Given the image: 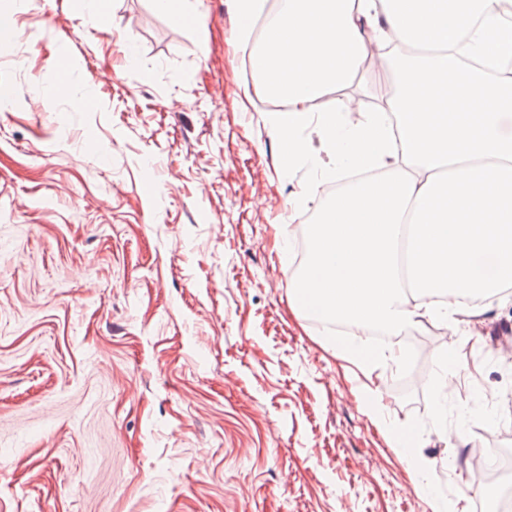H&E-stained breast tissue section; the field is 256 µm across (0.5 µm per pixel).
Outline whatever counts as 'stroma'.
Segmentation results:
<instances>
[{
	"instance_id": "obj_1",
	"label": "stroma",
	"mask_w": 512,
	"mask_h": 512,
	"mask_svg": "<svg viewBox=\"0 0 512 512\" xmlns=\"http://www.w3.org/2000/svg\"><path fill=\"white\" fill-rule=\"evenodd\" d=\"M188 2L197 24L112 0L102 27L87 0H0L18 29L0 41V512H428L364 385L449 512H482L465 468L489 435L512 448L494 405L512 289L473 326L384 343L371 373L334 356L347 334L292 310L296 253L275 246L315 219L320 199L285 208L310 167L244 95L233 0ZM395 87L369 63L335 96L365 112ZM413 430L409 427L402 426L395 431L392 436V440L397 445V453L400 456V453L407 458L410 467L414 470L411 473V481L414 485V488L417 492L422 490V486L419 481L420 470L424 469L427 466V461L424 460L425 466L420 468V466L416 463L415 452H414V438H413ZM405 451H408V454H405Z\"/></svg>"
}]
</instances>
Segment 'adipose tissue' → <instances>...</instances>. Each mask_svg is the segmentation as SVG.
<instances>
[{
    "label": "adipose tissue",
    "mask_w": 512,
    "mask_h": 512,
    "mask_svg": "<svg viewBox=\"0 0 512 512\" xmlns=\"http://www.w3.org/2000/svg\"><path fill=\"white\" fill-rule=\"evenodd\" d=\"M233 4L256 95L288 103L272 134L285 159L312 163L309 194L347 168L382 174L324 200L289 282L303 317L397 334L471 315L466 303L437 300L439 289L488 298L511 285L512 0ZM391 43L409 51L396 93L341 122L333 92ZM308 125L316 139L298 135Z\"/></svg>",
    "instance_id": "obj_1"
}]
</instances>
